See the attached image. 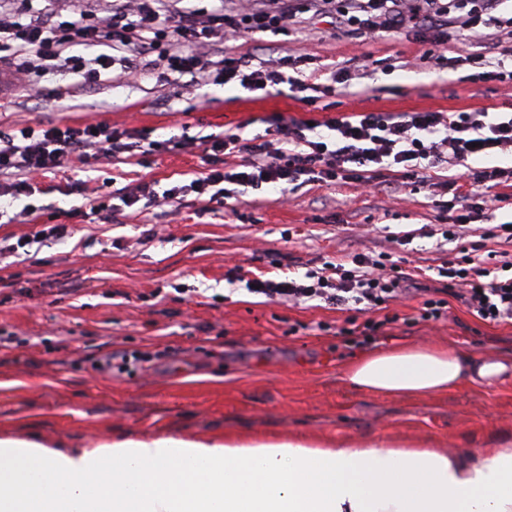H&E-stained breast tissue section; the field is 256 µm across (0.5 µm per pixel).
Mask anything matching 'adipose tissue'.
<instances>
[{
    "mask_svg": "<svg viewBox=\"0 0 512 512\" xmlns=\"http://www.w3.org/2000/svg\"><path fill=\"white\" fill-rule=\"evenodd\" d=\"M355 390L425 397L512 380V359L398 345L350 360ZM0 512H512V440L450 456L365 441L158 434L93 448L0 435Z\"/></svg>",
    "mask_w": 512,
    "mask_h": 512,
    "instance_id": "ef3b65f1",
    "label": "adipose tissue"
}]
</instances>
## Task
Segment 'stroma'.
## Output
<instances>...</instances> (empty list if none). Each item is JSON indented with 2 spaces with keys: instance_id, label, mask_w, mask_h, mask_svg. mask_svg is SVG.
<instances>
[{
  "instance_id": "1",
  "label": "stroma",
  "mask_w": 512,
  "mask_h": 512,
  "mask_svg": "<svg viewBox=\"0 0 512 512\" xmlns=\"http://www.w3.org/2000/svg\"><path fill=\"white\" fill-rule=\"evenodd\" d=\"M112 0H0L26 18L84 13L105 17ZM298 23L289 35L254 33L226 42L227 52L259 68L310 54L314 66L348 69L350 92L320 97L313 109L280 85L250 91L210 79L168 81L153 68L131 80L81 87L71 74L41 78V97L0 99V130L48 121L132 128L140 150L81 170L44 177L27 199L39 223L63 224L64 237L18 247L28 224H1L0 433L38 434L50 448L101 445L116 436L208 435L227 429L246 436L297 434L359 440L414 438L448 454L512 435V382L483 389L400 399L361 393L340 366L385 340L439 343L476 355L512 356V322L489 324L456 301L441 318H423L422 297L364 314L320 301L296 305L250 294L231 281L303 274L358 254L386 255L403 271L455 259L444 242L455 212L451 193L430 194L398 184L397 172L376 177L380 190L358 184H314L277 198L247 190L233 206L210 212L187 196L158 206L119 210L120 189L141 181L165 190L204 169L205 136H263L274 122L324 119L339 112L512 113V89L469 78L454 68L473 51L512 58V34L458 41L440 57L408 33L366 38L334 25L311 0H295ZM72 85L73 106L61 108L57 86ZM175 135L195 148L145 152ZM512 220V209L481 212L465 234L480 256L512 255V243L486 241V228ZM382 335L367 321H383Z\"/></svg>"
}]
</instances>
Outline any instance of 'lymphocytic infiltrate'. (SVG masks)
<instances>
[{
  "label": "lymphocytic infiltrate",
  "mask_w": 512,
  "mask_h": 512,
  "mask_svg": "<svg viewBox=\"0 0 512 512\" xmlns=\"http://www.w3.org/2000/svg\"><path fill=\"white\" fill-rule=\"evenodd\" d=\"M507 0H316L322 14L340 13L358 26L365 36L405 30L430 39L435 47L467 35L512 28ZM293 0H262L259 7L229 13L223 7L188 10L175 15L163 12L161 0H120L110 16L92 19L86 15L48 23L41 17L22 20L0 13V59L20 60L17 87L35 91L38 78L68 71L84 82H114L133 75L136 63L151 58L154 67L173 76L196 75L217 66L223 82L263 89L288 84L291 92L310 96L308 78L292 76L302 65L299 57L285 56L277 65L245 71L241 58L224 56L210 61L205 48L245 33H288L296 22ZM111 44L112 54L84 57L76 46ZM328 136L309 138V123L294 121L278 128L279 142H242L240 135L208 136L204 142L207 169L189 183L156 192L142 182L125 189L121 200L133 207L141 199L171 200L188 195L208 196L223 203L237 198L240 188L273 186L281 191L315 182L356 181L374 192L372 173L387 166L401 169L411 183L436 189L433 173L442 166H467L478 156L512 154V113L421 111L337 113L322 120ZM133 134L106 123L96 126L55 123L16 127L0 132V197L31 195L37 178L63 165H87L90 160L111 157L129 149ZM243 150L247 161L235 168L224 166L227 151ZM504 169L487 168L473 173L472 205L455 222L466 228L478 206L506 201L499 187ZM445 278L441 298L424 302L425 315L439 318L449 300L466 306L475 317L488 323L512 319V277L475 265L472 256L448 261L438 267ZM409 276L397 268L366 255L354 256L350 264L326 262L322 268L300 277L259 281L258 292L267 298L294 302L321 299L344 306L354 302L365 310H378L405 295Z\"/></svg>",
  "instance_id": "obj_1"
}]
</instances>
